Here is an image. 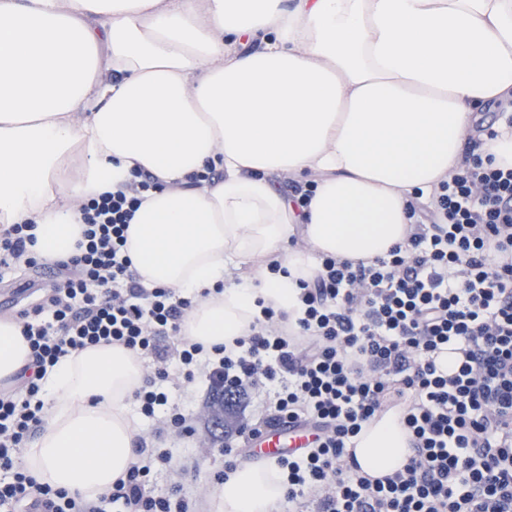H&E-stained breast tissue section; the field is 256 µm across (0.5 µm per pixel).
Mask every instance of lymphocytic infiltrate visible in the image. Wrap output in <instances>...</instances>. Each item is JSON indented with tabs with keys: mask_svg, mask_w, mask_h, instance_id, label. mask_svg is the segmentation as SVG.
Masks as SVG:
<instances>
[{
	"mask_svg": "<svg viewBox=\"0 0 512 512\" xmlns=\"http://www.w3.org/2000/svg\"><path fill=\"white\" fill-rule=\"evenodd\" d=\"M159 187L149 175L132 193L86 204L75 254L54 263L48 294L17 313L31 361L15 387L0 390V512H101L18 462L45 423L48 368L101 343L155 364L134 393L152 438L135 439L134 462L107 494L122 512H193L182 485L161 495L149 488L158 466L200 473L198 461L165 445L169 435L195 433L191 414L163 388L174 372L204 377L230 398L275 386L272 412L225 436L215 482L236 469L242 441L287 419L317 431L304 454L275 461L292 512H304L309 497L316 512H512V163L463 162L440 182L431 223L410 203L405 244L366 261L323 257L301 284V317L265 308L249 334L210 352L182 334L194 298L144 287L125 252L142 193ZM34 244L31 225L1 227L0 271L37 265ZM445 351L457 359L444 370ZM395 407L411 454L402 469L373 478L355 439Z\"/></svg>",
	"mask_w": 512,
	"mask_h": 512,
	"instance_id": "lymphocytic-infiltrate-1",
	"label": "lymphocytic infiltrate"
}]
</instances>
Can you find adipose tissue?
Returning a JSON list of instances; mask_svg holds the SVG:
<instances>
[{"label": "adipose tissue", "mask_w": 512, "mask_h": 512, "mask_svg": "<svg viewBox=\"0 0 512 512\" xmlns=\"http://www.w3.org/2000/svg\"><path fill=\"white\" fill-rule=\"evenodd\" d=\"M511 104L512 0H0V226L32 223L38 256L66 258L86 198L152 175L164 188L129 224L133 268L199 294L187 336L227 345L263 306L295 315L322 257L404 243L409 200H432L480 139L476 111ZM283 175L312 185L307 207ZM271 259L282 273L266 274ZM29 361L1 319L0 380ZM143 378L119 345L62 357L23 467L86 499L109 492L134 458ZM407 439L397 410L373 421L363 471L401 469ZM284 497L267 462L230 473L214 507L278 512Z\"/></svg>", "instance_id": "obj_1"}]
</instances>
